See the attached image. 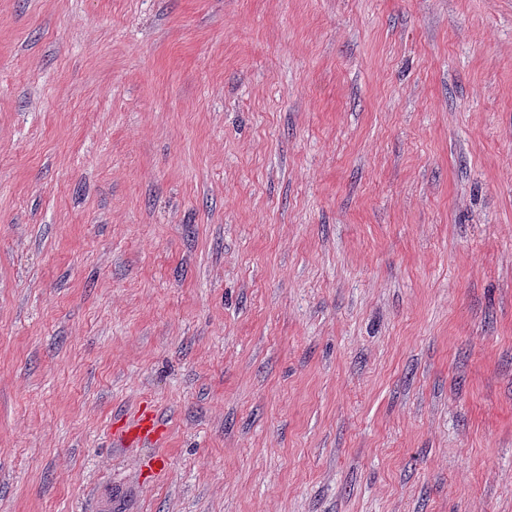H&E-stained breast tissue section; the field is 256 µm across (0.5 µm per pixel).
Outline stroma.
<instances>
[{"label":"stroma","instance_id":"obj_1","mask_svg":"<svg viewBox=\"0 0 512 512\" xmlns=\"http://www.w3.org/2000/svg\"><path fill=\"white\" fill-rule=\"evenodd\" d=\"M0 512H512V0H0ZM114 436L116 438L113 439V442L122 448H128L134 443L147 444L150 448H159V445L162 444L159 427L153 415L148 412L139 414L131 429Z\"/></svg>","mask_w":512,"mask_h":512}]
</instances>
